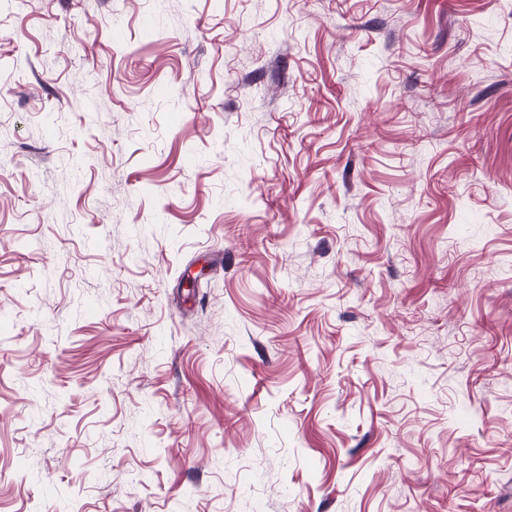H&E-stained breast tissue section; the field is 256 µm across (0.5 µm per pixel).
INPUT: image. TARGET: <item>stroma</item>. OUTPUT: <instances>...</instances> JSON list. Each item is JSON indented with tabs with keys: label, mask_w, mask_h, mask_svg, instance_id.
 Returning <instances> with one entry per match:
<instances>
[{
	"label": "stroma",
	"mask_w": 512,
	"mask_h": 512,
	"mask_svg": "<svg viewBox=\"0 0 512 512\" xmlns=\"http://www.w3.org/2000/svg\"><path fill=\"white\" fill-rule=\"evenodd\" d=\"M0 512H512V0H0Z\"/></svg>",
	"instance_id": "stroma-1"
}]
</instances>
